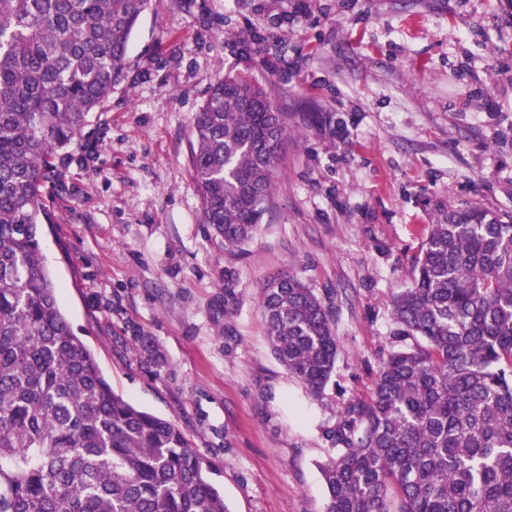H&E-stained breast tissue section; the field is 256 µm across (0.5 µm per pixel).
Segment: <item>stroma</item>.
I'll return each mask as SVG.
<instances>
[{
    "label": "stroma",
    "instance_id": "obj_1",
    "mask_svg": "<svg viewBox=\"0 0 512 512\" xmlns=\"http://www.w3.org/2000/svg\"><path fill=\"white\" fill-rule=\"evenodd\" d=\"M236 72L287 112L288 147L230 252L203 222L191 142ZM54 164L42 255L113 390L184 432L230 512H324L339 413L402 346L391 303L427 202L512 212V0H149L124 79ZM287 273L335 305L316 397L266 336L262 289Z\"/></svg>",
    "mask_w": 512,
    "mask_h": 512
}]
</instances>
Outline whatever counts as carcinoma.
I'll use <instances>...</instances> for the list:
<instances>
[{"instance_id":"1","label":"carcinoma","mask_w":512,"mask_h":512,"mask_svg":"<svg viewBox=\"0 0 512 512\" xmlns=\"http://www.w3.org/2000/svg\"><path fill=\"white\" fill-rule=\"evenodd\" d=\"M148 0H0V512H230L176 424L116 394L61 312L42 260L51 158L123 77ZM288 144V113L227 74L193 118L204 223L252 238ZM277 360L318 395L335 308L299 277L264 287ZM398 335L369 398L340 414L324 512H512V215L435 204Z\"/></svg>"}]
</instances>
